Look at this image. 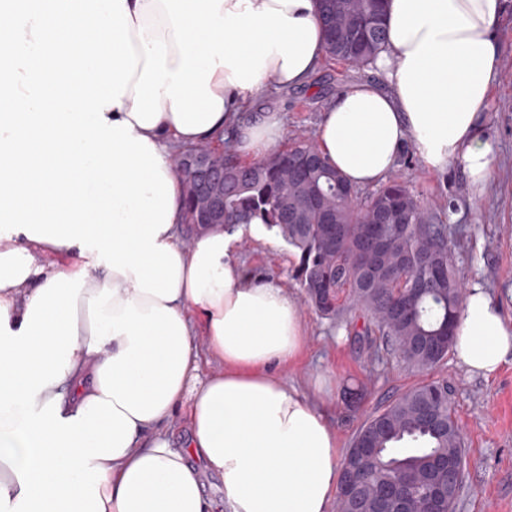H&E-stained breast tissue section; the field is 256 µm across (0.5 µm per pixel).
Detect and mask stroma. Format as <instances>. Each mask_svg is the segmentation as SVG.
Here are the masks:
<instances>
[{"mask_svg": "<svg viewBox=\"0 0 512 512\" xmlns=\"http://www.w3.org/2000/svg\"><path fill=\"white\" fill-rule=\"evenodd\" d=\"M499 55L500 76L487 127L496 154L486 191L473 194L453 165L444 173H431L411 148L404 151L396 171L427 206L448 214V239L463 285L482 283L512 318V0L501 20ZM371 76V70L332 59L315 72L309 87L280 90L269 84L255 104L258 111L282 116L278 146L284 149L298 137L316 139L322 114L336 94ZM237 258L248 273L278 281L300 303L305 348L296 363L275 373L324 407L340 452H347L360 425L377 409L420 383L445 379L465 448L457 512H512V360L489 377L471 374L452 353L429 372L405 368L393 354L355 340L353 329L363 323L359 314L338 324L306 305L296 275L298 257L286 242L270 245L245 235ZM353 394L359 401L347 406Z\"/></svg>", "mask_w": 512, "mask_h": 512, "instance_id": "1", "label": "stroma"}]
</instances>
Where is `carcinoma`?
<instances>
[{"instance_id":"carcinoma-1","label":"carcinoma","mask_w":512,"mask_h":512,"mask_svg":"<svg viewBox=\"0 0 512 512\" xmlns=\"http://www.w3.org/2000/svg\"><path fill=\"white\" fill-rule=\"evenodd\" d=\"M326 55L358 69L369 67L387 40L385 0H318ZM175 162L183 172V223L212 224L210 197L188 173L190 153ZM223 179L224 224L258 221L299 252V274L308 302L329 319L358 308L370 321L354 336L396 355L409 368L434 369L452 347V330L463 304L455 275L448 225L394 177L361 200L358 190L304 140L268 158L242 163L230 145L213 153ZM444 379L424 382L397 396L360 425L342 473L358 448H375L366 464L361 494L375 512L385 500L393 512L395 482L409 483L413 512L428 508L429 486L447 485V464L464 460V440L450 411Z\"/></svg>"}]
</instances>
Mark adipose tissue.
<instances>
[{
    "label": "adipose tissue",
    "mask_w": 512,
    "mask_h": 512,
    "mask_svg": "<svg viewBox=\"0 0 512 512\" xmlns=\"http://www.w3.org/2000/svg\"><path fill=\"white\" fill-rule=\"evenodd\" d=\"M506 0H387L375 79L345 86L316 145L355 187L405 148L484 187ZM316 0H0V512H327L340 453L327 412L278 379L306 341L238 234L183 241L176 149H275L267 83L324 61ZM78 255L67 266L37 254ZM206 340L198 347L191 318ZM453 348L489 376L512 322L469 286ZM220 365L200 372V355ZM182 418L188 434L175 440ZM204 494L211 502L212 512H225L224 510V486L218 476L211 473L203 475Z\"/></svg>",
    "instance_id": "adipose-tissue-1"
}]
</instances>
